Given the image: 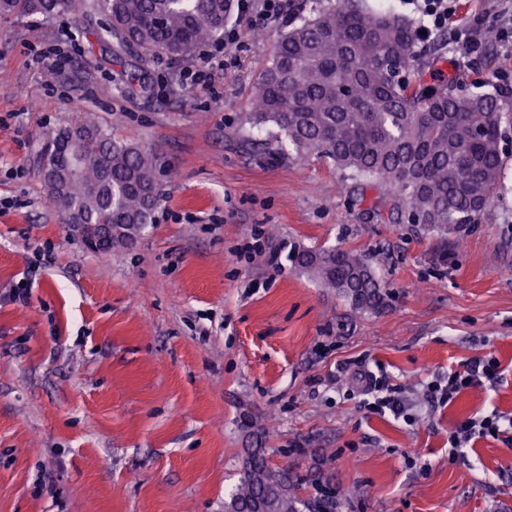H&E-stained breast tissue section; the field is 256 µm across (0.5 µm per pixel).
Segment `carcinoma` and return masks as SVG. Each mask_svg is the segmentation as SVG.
<instances>
[{"instance_id":"obj_1","label":"carcinoma","mask_w":512,"mask_h":512,"mask_svg":"<svg viewBox=\"0 0 512 512\" xmlns=\"http://www.w3.org/2000/svg\"><path fill=\"white\" fill-rule=\"evenodd\" d=\"M81 0H0V17H52ZM113 32L144 53L187 58L224 38L235 0H96ZM412 28L404 19L345 0L314 10L284 33L254 89L253 124L273 122L299 156L317 155L355 179L384 184L392 209L435 228L477 223L501 177L502 113L488 95H465L452 83L408 80L419 71ZM92 147L86 151L85 141ZM80 155L76 173L68 153ZM159 158L149 146L112 139L79 123L44 150L47 194L64 224L110 225L98 250L132 244L150 223L159 195ZM294 269L332 288L353 308L374 311L385 295L363 256L342 248L298 247ZM304 482L253 448L224 512H336V489Z\"/></svg>"}]
</instances>
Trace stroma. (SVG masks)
Wrapping results in <instances>:
<instances>
[{"instance_id": "stroma-1", "label": "stroma", "mask_w": 512, "mask_h": 512, "mask_svg": "<svg viewBox=\"0 0 512 512\" xmlns=\"http://www.w3.org/2000/svg\"><path fill=\"white\" fill-rule=\"evenodd\" d=\"M288 20L252 28L215 82L189 88L191 59L142 55L87 9L0 18V512H224L250 448L336 486V512H512V445L476 439L469 417L512 415V47L479 56L463 23L497 30L512 0H457L425 77L496 97L500 184L463 232L376 207L379 188L297 156L249 100ZM54 49L55 69L38 57ZM162 165L150 224L128 247L87 246L46 203L42 153L84 116ZM260 239L264 253L244 244ZM368 260L385 305L353 310L292 268L295 246ZM28 289L27 304L10 302ZM495 357L498 384L434 407L427 385ZM395 385L415 423L371 410L356 369Z\"/></svg>"}]
</instances>
